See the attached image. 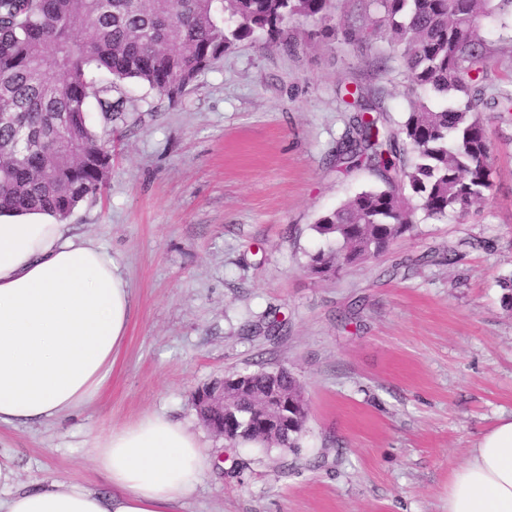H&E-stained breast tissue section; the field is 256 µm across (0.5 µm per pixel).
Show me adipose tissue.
<instances>
[{"label":"adipose tissue","instance_id":"obj_1","mask_svg":"<svg viewBox=\"0 0 512 512\" xmlns=\"http://www.w3.org/2000/svg\"><path fill=\"white\" fill-rule=\"evenodd\" d=\"M132 314L118 264L45 213L0 215V427L54 421L107 388ZM111 493L49 482L0 498V512H176L209 461L161 413L96 436ZM447 512H512V418L469 448L448 477Z\"/></svg>","mask_w":512,"mask_h":512}]
</instances>
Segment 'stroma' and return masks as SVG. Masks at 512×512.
<instances>
[{"label": "stroma", "instance_id": "1", "mask_svg": "<svg viewBox=\"0 0 512 512\" xmlns=\"http://www.w3.org/2000/svg\"><path fill=\"white\" fill-rule=\"evenodd\" d=\"M374 0H334L326 22H296L299 50L226 53L176 104L135 82L113 98L112 167L102 195L68 216L119 264L133 295L104 393L52 423L0 430V461L31 490L50 481L107 491L90 438L157 412L181 422L211 465L180 512H447L448 477L512 415V114L481 118L493 186L467 213L413 229L336 277L307 272L312 229L378 172L333 167L359 89L391 126L408 111L403 61L371 25ZM366 32L345 39L343 28ZM492 50L488 93L512 92V27L478 20ZM275 319L278 337L261 325ZM283 367L304 385L299 448L229 447L200 422L199 388ZM243 463L233 474L235 463Z\"/></svg>", "mask_w": 512, "mask_h": 512}]
</instances>
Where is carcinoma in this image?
<instances>
[{"instance_id": "cac0c4a2", "label": "carcinoma", "mask_w": 512, "mask_h": 512, "mask_svg": "<svg viewBox=\"0 0 512 512\" xmlns=\"http://www.w3.org/2000/svg\"><path fill=\"white\" fill-rule=\"evenodd\" d=\"M404 60L413 97L405 121L389 129L380 108L359 100L336 162L385 172V187L362 191L319 218L312 230L327 247L308 270L326 279L345 264L376 258L413 228L409 198L430 218L466 213L492 186L490 142L480 112L486 45L482 15L512 16V0H376ZM331 0H0V213L44 212L61 219L108 179L114 80L149 87L178 102L199 74L243 43L263 37L299 49L290 21H324ZM453 97L433 105L420 95ZM96 102L99 124L89 115ZM414 157L401 159L399 143ZM409 188L411 197L402 193ZM277 390L290 401L291 423L264 429L279 415ZM216 425L234 421L226 441L283 451L299 447L306 423L303 385L288 370L246 374Z\"/></svg>"}]
</instances>
